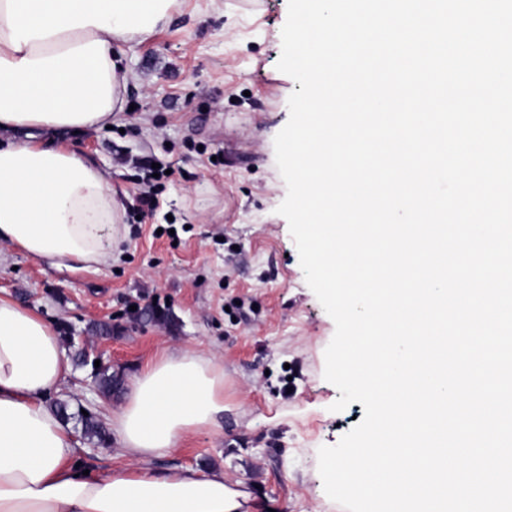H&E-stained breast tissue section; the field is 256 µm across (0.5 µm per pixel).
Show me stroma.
Returning <instances> with one entry per match:
<instances>
[{
    "instance_id": "stroma-1",
    "label": "stroma",
    "mask_w": 512,
    "mask_h": 512,
    "mask_svg": "<svg viewBox=\"0 0 512 512\" xmlns=\"http://www.w3.org/2000/svg\"><path fill=\"white\" fill-rule=\"evenodd\" d=\"M288 0H179L169 23L124 44L126 111L116 128L67 132L55 143L104 173L125 208L121 241L96 271L56 269L0 246V296L49 319L71 371L50 406L67 404L82 466L122 465L118 439L84 436L119 408L124 384L166 348L224 364V414L146 466L220 468L259 512H344L328 498L318 450L363 418L323 376L335 324L308 287L286 219L274 138L297 85L277 69ZM164 175L141 213L143 167ZM85 351L123 386L104 395Z\"/></svg>"
}]
</instances>
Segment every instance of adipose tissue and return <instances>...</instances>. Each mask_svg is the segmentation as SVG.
<instances>
[{
    "mask_svg": "<svg viewBox=\"0 0 512 512\" xmlns=\"http://www.w3.org/2000/svg\"><path fill=\"white\" fill-rule=\"evenodd\" d=\"M177 0H0V243L51 266L99 269L119 242L124 207L99 169L64 146L15 131L100 130L124 106L118 47L151 37ZM70 372L53 325L0 297V512H249L224 472L150 458L215 426L224 366L164 349L128 385L110 425L125 467L84 473L69 426L44 403Z\"/></svg>",
    "mask_w": 512,
    "mask_h": 512,
    "instance_id": "1",
    "label": "adipose tissue"
}]
</instances>
